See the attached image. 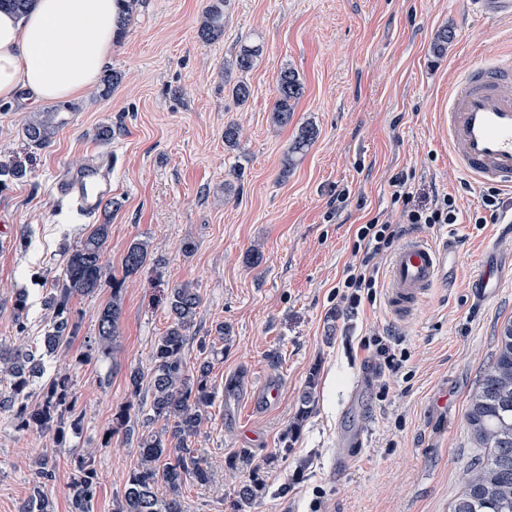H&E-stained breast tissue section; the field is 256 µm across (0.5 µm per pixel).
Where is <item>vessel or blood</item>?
Masks as SVG:
<instances>
[{
  "instance_id": "vessel-or-blood-1",
  "label": "vessel or blood",
  "mask_w": 512,
  "mask_h": 512,
  "mask_svg": "<svg viewBox=\"0 0 512 512\" xmlns=\"http://www.w3.org/2000/svg\"><path fill=\"white\" fill-rule=\"evenodd\" d=\"M474 14L512 19V0H469ZM453 166L477 183L512 190V55L497 53L473 62L448 91L441 108ZM61 197L74 200L84 216L94 215L112 192L109 168L88 160L58 183ZM458 252L451 238L408 236L391 256L384 280V302L399 321L414 319L440 283L453 272ZM364 432L339 435L334 464L348 465L352 447Z\"/></svg>"
}]
</instances>
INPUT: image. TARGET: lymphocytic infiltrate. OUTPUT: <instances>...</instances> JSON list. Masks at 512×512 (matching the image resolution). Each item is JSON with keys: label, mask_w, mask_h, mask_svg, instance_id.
Wrapping results in <instances>:
<instances>
[{"label": "lymphocytic infiltrate", "mask_w": 512, "mask_h": 512, "mask_svg": "<svg viewBox=\"0 0 512 512\" xmlns=\"http://www.w3.org/2000/svg\"><path fill=\"white\" fill-rule=\"evenodd\" d=\"M409 173L392 176L394 188L388 211L370 217L358 225L354 233L350 262L336 284V301L358 312L364 302L375 301L380 286V267L383 258L404 235L410 224H458L468 222L475 226L494 224L512 213V194L499 188H485L481 206L472 213H464L461 197L456 193H437L432 200L420 204L415 200Z\"/></svg>", "instance_id": "1"}]
</instances>
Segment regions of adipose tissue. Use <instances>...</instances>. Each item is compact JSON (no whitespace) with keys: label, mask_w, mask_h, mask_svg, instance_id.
<instances>
[{"label":"adipose tissue","mask_w":512,"mask_h":512,"mask_svg":"<svg viewBox=\"0 0 512 512\" xmlns=\"http://www.w3.org/2000/svg\"><path fill=\"white\" fill-rule=\"evenodd\" d=\"M118 0H35L25 14L0 11V101L84 95L112 55Z\"/></svg>","instance_id":"obj_1"}]
</instances>
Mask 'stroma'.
Masks as SVG:
<instances>
[{"mask_svg":"<svg viewBox=\"0 0 512 512\" xmlns=\"http://www.w3.org/2000/svg\"><path fill=\"white\" fill-rule=\"evenodd\" d=\"M208 3L144 0L103 69L119 71L121 82L71 99L68 124L47 145L24 136L32 105L0 103V162L27 171L0 188V346L44 334V284L63 274L64 247L97 225L111 227L104 264L124 281L110 354L87 353L97 313L112 299L104 288L73 300L75 338L45 356L43 378L27 389L37 403L45 379L69 371L79 423L66 441L51 430L20 431L0 411V512H22L40 458L53 470V512H71L70 479L86 452L99 478L92 512H116L139 448L112 433L113 421L126 408L141 429L150 391L132 394L127 375L151 371L153 344L170 324L167 298L185 283L201 297L185 358L210 361L215 393L189 440L211 480L185 482V512H449L484 454L466 419L469 398L512 321L511 276L487 301L472 294V282L487 251L512 265V223L409 225L408 233L431 238L453 233L460 254L451 280L412 323H397L380 299L349 314L332 293L352 260L356 226L390 206L393 175L412 174L416 200L458 192L465 209L479 206L481 186L450 162L438 107L474 58L512 48V20L480 19L465 0H229L223 35L206 43L198 30ZM246 42L263 52L242 73L231 63ZM285 66L304 93L280 128L271 114ZM240 80L251 88L241 105L227 89ZM104 124L112 127L107 142L96 137ZM229 124L238 128L232 148L224 144ZM304 127L316 136L283 170ZM94 157L111 159L120 206L85 219L59 206L56 183ZM344 190L347 201H337ZM135 239L147 242L150 262L127 278L122 261ZM22 288L28 317L19 334L13 303ZM374 336L408 356L384 397L370 382L352 390L360 374L375 373L363 346ZM269 383L278 399L255 404ZM361 422V451L347 469L332 468L339 432ZM255 480L262 491L240 505L239 488Z\"/></svg>","mask_w":512,"mask_h":512,"instance_id":"35a3bbf8","label":"stroma"}]
</instances>
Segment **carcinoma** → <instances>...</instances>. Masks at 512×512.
<instances>
[{
    "label": "carcinoma",
    "instance_id": "obj_1",
    "mask_svg": "<svg viewBox=\"0 0 512 512\" xmlns=\"http://www.w3.org/2000/svg\"><path fill=\"white\" fill-rule=\"evenodd\" d=\"M224 3L210 0L199 28V36L211 42L224 34ZM262 53L257 43L241 45L234 58V67L251 70ZM303 93V83L295 69L284 67L276 84V102L272 121L286 126L291 120L294 104ZM71 110L68 104H56L29 115L23 132L36 146L49 144L61 126L63 113ZM314 138L311 128H303L287 149L283 173L293 164V155L301 154ZM26 176L22 169L0 163V187ZM110 225L99 224L79 244L67 248L64 274L46 283L45 306L52 318L40 338L47 353L67 347L76 335L78 322L71 312L70 301L77 296L91 295L112 285V302L97 315V334L89 344V352L106 356L116 336L122 312L121 283L107 276L103 254L108 247ZM149 260L145 243L132 241L123 258V271L130 277L138 274ZM201 298L196 289L184 284L171 290L168 313L171 324L158 337L152 349L153 369L150 374L151 392L145 424H160V428L144 432L138 440L139 459L129 472L117 512H184L181 488L185 481L206 484L209 470L202 465L196 449L188 447V439L197 434L205 408L213 402L214 392L208 385L209 362L202 360L188 366L184 353L187 333L194 326ZM26 291L17 292L14 309L17 332L26 330ZM0 374L9 375L10 387L0 391V410L12 413L19 429L24 431L56 429L65 436V418H72L77 428L72 381L67 373H59L45 388L38 405L27 402L25 389L44 374L42 357L37 350L0 348ZM467 421L483 448L485 458L469 470L464 491L451 507V512H512V322L501 328L495 360L485 371L474 392L467 411ZM52 479L48 460L39 461L37 481L25 512H52L46 490ZM72 512H91L97 491L96 473L81 462L72 475Z\"/></svg>",
    "mask_w": 512,
    "mask_h": 512
}]
</instances>
